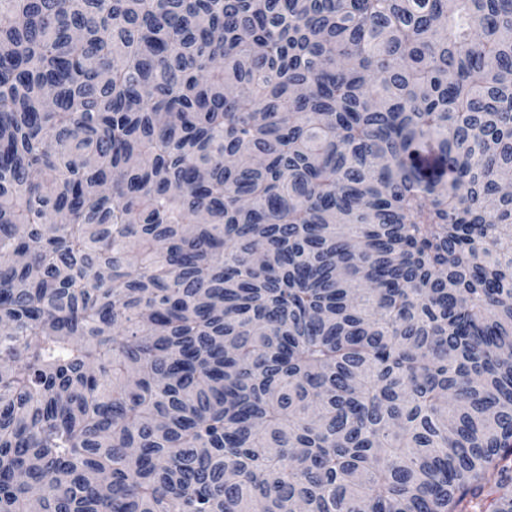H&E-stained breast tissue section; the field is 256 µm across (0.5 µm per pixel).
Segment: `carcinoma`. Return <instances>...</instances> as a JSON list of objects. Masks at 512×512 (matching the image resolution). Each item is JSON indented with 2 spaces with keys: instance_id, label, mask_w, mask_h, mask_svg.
<instances>
[{
  "instance_id": "1",
  "label": "carcinoma",
  "mask_w": 512,
  "mask_h": 512,
  "mask_svg": "<svg viewBox=\"0 0 512 512\" xmlns=\"http://www.w3.org/2000/svg\"><path fill=\"white\" fill-rule=\"evenodd\" d=\"M512 0H0V512H512Z\"/></svg>"
}]
</instances>
